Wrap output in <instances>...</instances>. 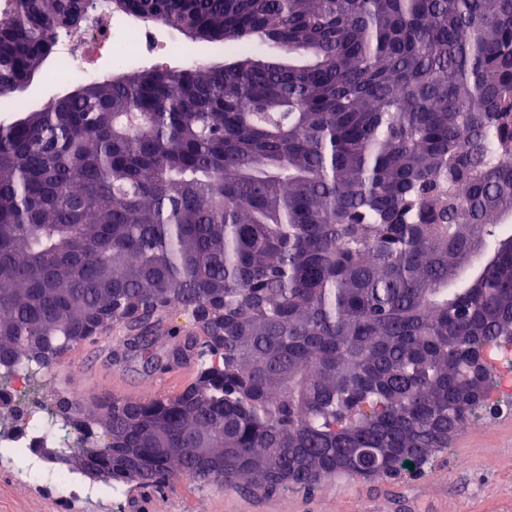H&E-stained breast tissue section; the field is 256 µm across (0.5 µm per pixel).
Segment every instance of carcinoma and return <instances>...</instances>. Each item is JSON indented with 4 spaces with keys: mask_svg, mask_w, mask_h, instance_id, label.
I'll return each mask as SVG.
<instances>
[{
    "mask_svg": "<svg viewBox=\"0 0 512 512\" xmlns=\"http://www.w3.org/2000/svg\"><path fill=\"white\" fill-rule=\"evenodd\" d=\"M279 57L125 69L0 123V369L155 317L196 380L112 398L84 474L310 491L448 447L512 345V0H106ZM92 0H0V94ZM468 192H460L461 187ZM175 329H180L184 331L183 333L193 332L201 334L198 324L190 314L179 309H169L167 312L163 313L160 318L157 334L163 337L159 340V346L167 343V339L164 336H168V332Z\"/></svg>",
    "mask_w": 512,
    "mask_h": 512,
    "instance_id": "obj_1",
    "label": "carcinoma"
}]
</instances>
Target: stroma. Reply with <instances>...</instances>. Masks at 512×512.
I'll use <instances>...</instances> for the list:
<instances>
[{
    "label": "stroma",
    "instance_id": "35a3bbf8",
    "mask_svg": "<svg viewBox=\"0 0 512 512\" xmlns=\"http://www.w3.org/2000/svg\"><path fill=\"white\" fill-rule=\"evenodd\" d=\"M189 50L186 56L148 55L137 66L219 65L240 47L196 42ZM65 90L64 84L37 78L0 97V120L40 108ZM125 334L116 324L99 333L100 344L81 372L105 380L117 376L131 386L151 385L157 371L125 356L119 343ZM496 403L497 410L483 412L479 428L465 432L463 443L436 453L419 470L352 482L333 497L319 487L266 493L247 484L228 489L180 477L162 488L129 490L117 503L107 497L64 501L46 487L23 481L17 461L6 457L0 459V512H512V397H497ZM459 458L467 460V467H455Z\"/></svg>",
    "mask_w": 512,
    "mask_h": 512
}]
</instances>
